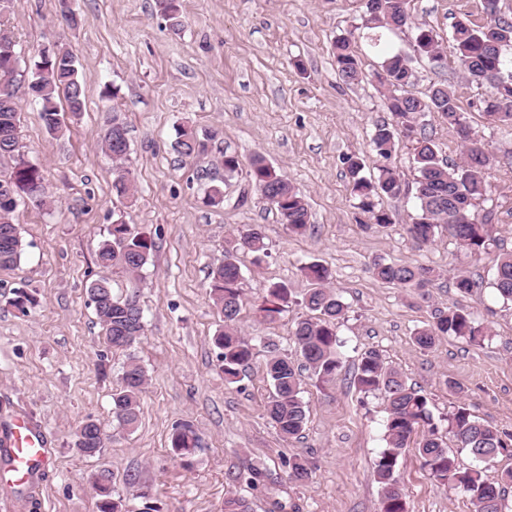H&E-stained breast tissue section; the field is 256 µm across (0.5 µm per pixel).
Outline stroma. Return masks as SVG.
Segmentation results:
<instances>
[{
    "label": "stroma",
    "mask_w": 512,
    "mask_h": 512,
    "mask_svg": "<svg viewBox=\"0 0 512 512\" xmlns=\"http://www.w3.org/2000/svg\"><path fill=\"white\" fill-rule=\"evenodd\" d=\"M79 17L75 27L63 8ZM412 26L388 34L387 44L412 56L411 88L426 97L451 83L475 138L494 160L481 212L500 248L512 252V131L484 113L486 90L462 80L454 56L442 62L417 54L414 26L426 24L447 41L456 20H487L483 0H409ZM182 25L172 29L156 0H12L8 26L19 57L17 100L26 158L37 164L53 203H19L15 223L24 244L17 266L0 267V432L20 416L46 438L54 465L18 479L0 459V512H96L93 481L111 478L114 497L135 502L151 489L160 512H224L229 497L251 512H378L380 486L373 461L384 448V397L363 396L350 384L370 348L427 393L434 417L465 404L482 421L512 431V303L491 288V263L468 258L447 234L418 247L405 231L417 213L416 172L408 142L391 158L403 192L381 197L394 215L389 229L359 222L344 155H365L364 176L376 161L368 143L375 124L390 120L373 73L378 54L364 38V0H180ZM351 38L361 63L358 81L340 79L332 54L338 36ZM59 42L74 54L86 80L83 112L67 114L49 135L40 106L28 93L31 62L44 45ZM125 125L134 201L112 193L113 163L101 141L111 117ZM218 130L207 155L181 157L176 130ZM249 163L263 156L305 197L311 214L305 235L294 236L251 185L246 173L225 179L223 154ZM223 185L213 207L205 192ZM150 237L148 264L138 277L114 271L115 296L136 301L145 334L130 353L107 349L87 288L101 271L97 250L115 222ZM261 225L269 254L240 256L245 304L238 320L254 357L241 382L228 385L213 337L222 320L209 297L208 274L224 259L238 228ZM437 268L441 277L427 300L383 283L375 261ZM318 261L333 273L332 286L347 305L337 333L342 369L335 383L305 376L308 423L301 438L283 440L264 414L270 386L264 361L269 347L295 355L291 332L309 288L302 264ZM479 289L455 287L458 269ZM283 282L296 299L268 323L254 306L269 286ZM35 295L28 313L11 304L16 289ZM457 305L487 327L482 345L450 337L435 349L417 348L412 336L435 309ZM146 369L138 427L118 429L112 392L128 357ZM99 422L103 446L77 454L74 432L86 419ZM188 424L202 439L189 459L175 455L170 437ZM301 455L312 481L288 480V460ZM266 471L263 485L239 481L250 466ZM409 512H473L460 489L432 479L414 449L399 465Z\"/></svg>",
    "instance_id": "1"
}]
</instances>
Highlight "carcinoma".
<instances>
[{"mask_svg":"<svg viewBox=\"0 0 512 512\" xmlns=\"http://www.w3.org/2000/svg\"><path fill=\"white\" fill-rule=\"evenodd\" d=\"M159 7L171 26H181L177 0H158ZM408 24V15L382 17L371 21L365 39L372 47L381 44L383 31H394ZM416 50L427 57L439 51V41L433 30L424 25L415 26ZM464 77L480 85H487L484 99L485 114L493 123L512 127V70L505 62L507 48H512V20L495 10L488 14L483 25H472L458 20L448 36ZM333 57L338 75L346 82L359 79L357 52L348 37H338L333 44ZM407 58L399 52L382 56L375 78L383 89L391 121L374 126L369 147L378 162L377 174L372 179L361 175L364 160L357 154L344 158L350 193L357 208L368 223L381 229L394 224L390 211L380 206L379 198H396L403 188L399 174L389 161L399 144L407 138L417 172L418 213L413 223L406 225L410 238L420 246H428L436 236L446 231L458 248L479 261L490 259L495 273L492 287L498 295L512 301V252L494 251L497 246L490 234L488 215L478 211L486 193L492 159L483 144L471 136V127L465 113L460 111L451 85L434 86L427 98L413 95V71L406 69ZM32 80L36 81L35 97L41 102L40 117L46 131L53 135L61 132L60 102L70 112H81L85 103V78L79 72L73 54L61 48L41 51L33 61ZM427 112L437 113L453 129L463 148V160L450 164L440 155L433 140L422 132L419 119ZM21 112L18 102L0 103V159L14 163L16 176L15 199L0 202V267H14L20 263L23 243L14 222L17 199L35 198L39 205L46 204L44 178L41 169L20 154ZM103 143L112 159L119 163L112 181L113 193L123 199L134 195L130 171L122 166L127 160L129 143L127 129L120 126L105 130ZM174 149L185 158L204 154L207 145L190 126L178 129ZM247 176L259 192H270L277 197L273 205L282 223L294 235H303L309 229V210L303 196L295 186L261 157L252 159ZM154 242L147 236L135 234L123 222L112 225L109 238L100 246L97 262L104 270H119L136 276L147 264ZM267 254L262 227L252 224L237 230V235L224 250V262L209 274L211 294L218 312L224 318V329L214 339L224 382L228 385L241 381L243 368L253 358L251 344L243 338L236 326L242 306V270L239 252ZM302 274L311 284L301 305L307 314L295 322L292 332L296 352L312 376L322 383L336 379L341 367V342L337 326L344 318L346 304L330 287L332 273L324 264L313 261L301 267ZM373 275L387 283L411 288L426 298V289L435 285L440 277L437 269L426 265L392 264L376 261ZM89 296L94 303L97 319L102 327L105 343L114 351H127L144 335L143 315L136 304L113 295L109 278L102 276L90 283ZM293 303L290 288L274 283L257 305L260 317L273 322ZM463 338L479 344L486 329L471 313L457 306L437 309L432 321L416 330L413 342L421 350L435 348L447 337ZM265 373L271 392L265 405L267 418L285 439L302 435L308 422L307 408L302 398L301 369L295 367L288 355L270 350ZM147 381L145 369L134 358H129L120 377L118 388L112 393V417L117 426L131 431L140 418V400ZM352 384L362 393L379 391L386 402L385 441L374 462L375 473L382 494L379 512H406V500L399 484V458L418 429L422 438L415 448L422 465L434 478L448 481L466 493L474 512H505L504 486L512 484V469L491 470L488 464L498 456L512 452V432L501 430L476 418L468 408L458 405L448 414L447 425L435 422L429 398L407 383L404 374L385 363L376 349L365 351L360 358ZM101 428L97 422L87 420L75 431L74 445L79 454L92 457L100 452ZM454 442L473 458H482L484 468H463L457 457L448 450ZM171 448L182 457L199 448L200 439L189 426L175 429L171 435ZM313 477L309 460L301 455L288 462V479L295 485H305ZM100 499L97 512H159L153 494L146 489L139 493L140 501L131 508L122 499L112 496L108 477L95 480Z\"/></svg>","mask_w":512,"mask_h":512,"instance_id":"cac0c4a2","label":"carcinoma"}]
</instances>
